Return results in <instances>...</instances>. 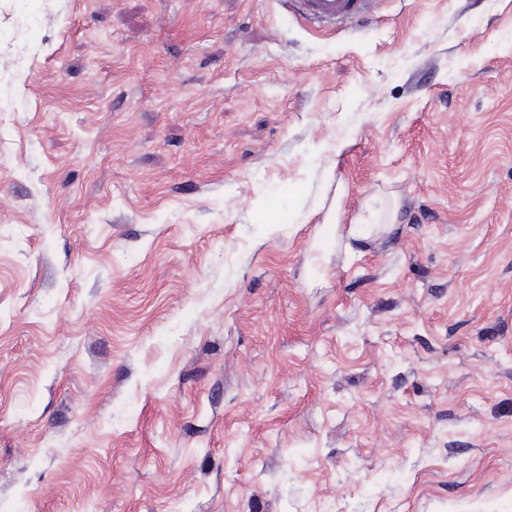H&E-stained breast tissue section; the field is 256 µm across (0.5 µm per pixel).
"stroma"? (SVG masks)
I'll return each instance as SVG.
<instances>
[{
  "mask_svg": "<svg viewBox=\"0 0 512 512\" xmlns=\"http://www.w3.org/2000/svg\"><path fill=\"white\" fill-rule=\"evenodd\" d=\"M0 512H512V0H0ZM373 0H292V6L310 26L348 22L368 13Z\"/></svg>",
  "mask_w": 512,
  "mask_h": 512,
  "instance_id": "1",
  "label": "stroma"
}]
</instances>
